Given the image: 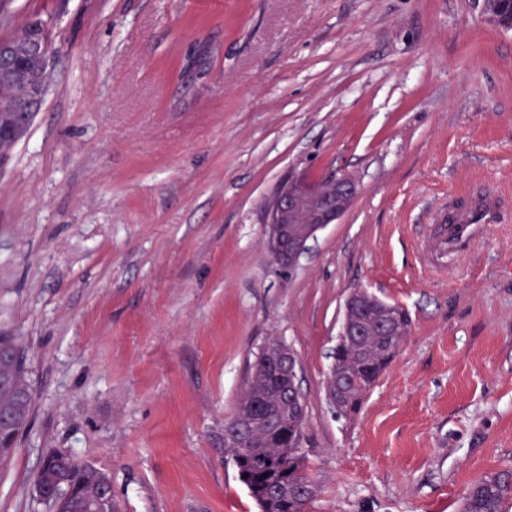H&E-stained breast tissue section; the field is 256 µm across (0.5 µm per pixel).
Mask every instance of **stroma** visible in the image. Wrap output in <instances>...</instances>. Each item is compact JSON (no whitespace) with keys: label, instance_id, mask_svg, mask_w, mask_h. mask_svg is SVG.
<instances>
[{"label":"stroma","instance_id":"obj_1","mask_svg":"<svg viewBox=\"0 0 512 512\" xmlns=\"http://www.w3.org/2000/svg\"><path fill=\"white\" fill-rule=\"evenodd\" d=\"M35 15L48 89L0 170V336L34 404L0 512H49L53 450L118 512H260L224 423L270 339L302 365L306 512H457L512 470V33L476 0H0V39ZM291 172L358 193L287 270L263 216ZM486 193L498 222L426 270L433 208ZM357 286L411 326L343 418Z\"/></svg>","mask_w":512,"mask_h":512}]
</instances>
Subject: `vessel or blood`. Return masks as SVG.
Segmentation results:
<instances>
[{
  "mask_svg": "<svg viewBox=\"0 0 512 512\" xmlns=\"http://www.w3.org/2000/svg\"><path fill=\"white\" fill-rule=\"evenodd\" d=\"M494 217L495 199L490 195L473 199L462 208L438 211L436 221L440 231L437 236L425 241V261L435 267L445 266L449 251L466 246L473 237L475 227L492 223Z\"/></svg>",
  "mask_w": 512,
  "mask_h": 512,
  "instance_id": "b4317fda",
  "label": "vessel or blood"
}]
</instances>
